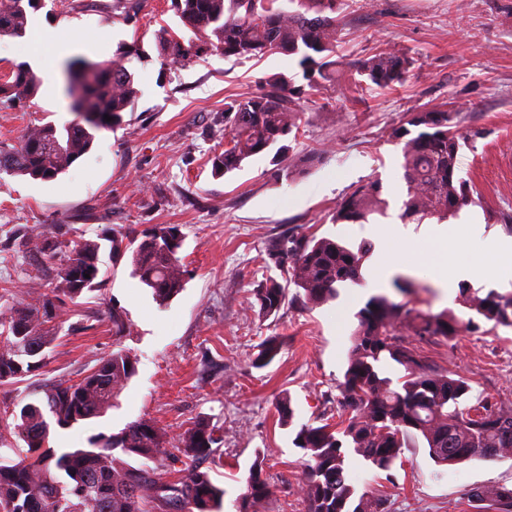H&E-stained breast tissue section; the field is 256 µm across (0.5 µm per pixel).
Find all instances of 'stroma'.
<instances>
[{
  "label": "stroma",
  "instance_id": "obj_1",
  "mask_svg": "<svg viewBox=\"0 0 512 512\" xmlns=\"http://www.w3.org/2000/svg\"><path fill=\"white\" fill-rule=\"evenodd\" d=\"M63 12L39 0L29 13V35L0 38V71L28 61L37 29L57 34L65 48L45 47L38 69L43 83L29 106L0 105V140L16 141L27 125L72 120L64 70L83 57L107 61L139 41L143 57L125 61L141 91L121 126L102 132L93 149L51 182L24 177L0 186V289L15 287L29 300L46 291L52 264H39L32 244L18 240L19 226L66 224L84 238L150 224L179 225L180 255L191 275L170 303L158 305L132 276L129 260L102 255L107 280L81 300L91 330L60 331L44 368L18 387H0V409L52 379L81 378L112 352V306L126 312L132 333L123 340L138 359L137 372L103 417L54 430L52 448L86 445L90 435L120 431L138 418L156 421L170 434L207 419L224 432L223 454L210 465L224 489L222 512H236L254 462L270 486L256 512H306L307 459L293 444L297 425L336 414L356 314L369 298L352 284L318 307L285 304L259 313L254 290L265 278L268 243L286 233L313 231L355 246L372 228L400 223L406 198L402 146L392 129L413 112L442 108L462 137L460 175L474 196L466 211L478 214L486 233L504 234L512 214V0H338V50L348 61L386 49L413 56L404 85L362 91L353 76L338 77L304 105L305 122L291 143L288 167L276 170L270 153L214 177L208 156L219 139L210 133L225 102L255 92L270 75L298 73L294 57L270 55L238 63L213 53L183 68L161 69L156 35L162 25L179 29L171 0H148L136 23L120 21L112 0H79ZM380 179L389 206L365 224H335L330 212L351 189ZM405 277L421 283L396 303L468 317L447 297L432 271L400 241ZM277 337L281 350L267 367H254L260 344ZM409 347L437 370L466 378L473 394H492L512 408V329L479 331L451 340L407 336ZM289 393L293 426L278 422L275 399ZM347 479L357 492L386 499L388 512H494L471 506L476 488H512V453L442 467L423 441L403 449L390 471L350 455Z\"/></svg>",
  "mask_w": 512,
  "mask_h": 512
}]
</instances>
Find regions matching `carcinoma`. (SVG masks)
<instances>
[{
  "instance_id": "carcinoma-1",
  "label": "carcinoma",
  "mask_w": 512,
  "mask_h": 512,
  "mask_svg": "<svg viewBox=\"0 0 512 512\" xmlns=\"http://www.w3.org/2000/svg\"><path fill=\"white\" fill-rule=\"evenodd\" d=\"M140 0H115L113 10L129 20ZM37 0H0V37L23 38L28 10ZM186 38L163 28L157 37L161 68L185 66L218 52L227 60L245 62L272 54L298 56L303 83L283 73L265 79L260 90L224 104V150L211 155L212 174L221 178L242 168L252 156L274 150L271 162L281 166L289 146L285 140L299 131L301 102L336 82L344 68L378 89L404 83L415 65L406 53L380 50L349 63L336 58L339 20L336 0H172ZM140 55L132 42L122 55L99 63L81 82L71 102L75 119L59 127L52 122L26 127L16 143L0 142V183L7 177L51 181L87 154L96 133L123 120L138 97L135 78L124 59ZM42 78L27 63L0 74V102H27L36 96ZM112 117L107 122L104 116ZM391 136L403 143L407 200L403 217L418 222L443 219L468 202V182L459 177L460 137L451 116L441 110L409 115ZM378 179L355 187L331 213L335 224H362L383 212L386 201ZM69 230L23 226L17 236L35 243L48 262L60 260L48 291L31 302L0 307V386H14L47 364L46 349L59 328L76 315L80 299L105 283L100 267L101 244L68 239ZM112 262L131 255L132 275L152 289L164 305L184 288L189 270L179 256L183 234L177 224H151L141 231L105 236ZM371 250L357 248L314 233L284 235L272 241L264 263L270 272L256 289L260 311L277 313L286 299L317 306L336 298L338 287L362 280L363 262ZM295 288L288 296L289 288ZM464 319L451 311L432 313L374 295L361 308L343 381L339 383V425H300L295 447L308 457L305 473L307 512H383V503L347 482L348 455L355 453L381 471L391 469L401 449L420 438L433 461L455 465L471 458L495 460L512 450V409L493 396L466 405L471 386L455 374L436 370L406 345L401 327L413 335L449 339L489 325L512 329V292L491 290L481 296L459 288ZM112 353L78 381L53 380L40 388L44 397L13 404L0 413V444L11 436L28 448L19 460L0 456V512H221L224 488L201 461L221 455L224 435L206 419L190 423L172 437L153 421L139 418L117 433L94 434L87 446L60 453L49 446L50 427L68 429L100 417L136 374L137 359L122 346L131 327L125 312L112 307ZM280 352L266 340L255 357L261 368ZM389 359L404 368L394 381L380 363ZM279 423L293 424L290 397L277 402ZM179 462L180 477L165 480L161 468ZM269 494L261 466L253 464L238 512H250ZM474 501L489 500L496 512H512V488L504 485L471 492Z\"/></svg>"
}]
</instances>
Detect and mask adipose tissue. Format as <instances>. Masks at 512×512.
Wrapping results in <instances>:
<instances>
[{"mask_svg": "<svg viewBox=\"0 0 512 512\" xmlns=\"http://www.w3.org/2000/svg\"><path fill=\"white\" fill-rule=\"evenodd\" d=\"M483 232L484 226L478 217L470 214L448 228L433 226L419 235L408 232L399 224L374 229L373 235L383 247L387 246L390 237L403 239L408 247L415 249L421 262L434 272L440 286L451 290L463 280H486L512 274V238L486 237L488 248L479 260L448 247L447 235L472 240L482 236Z\"/></svg>", "mask_w": 512, "mask_h": 512, "instance_id": "obj_1", "label": "adipose tissue"}]
</instances>
